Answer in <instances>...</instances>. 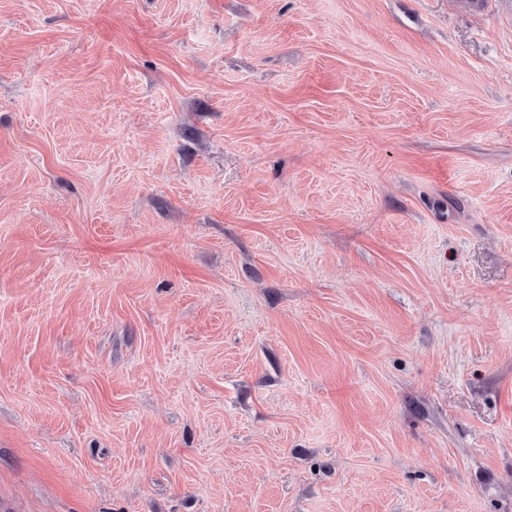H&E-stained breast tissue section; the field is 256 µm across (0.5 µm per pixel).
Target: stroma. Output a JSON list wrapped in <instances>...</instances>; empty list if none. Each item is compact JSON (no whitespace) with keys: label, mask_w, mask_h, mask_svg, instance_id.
Listing matches in <instances>:
<instances>
[{"label":"stroma","mask_w":512,"mask_h":512,"mask_svg":"<svg viewBox=\"0 0 512 512\" xmlns=\"http://www.w3.org/2000/svg\"><path fill=\"white\" fill-rule=\"evenodd\" d=\"M0 512H512V0H0Z\"/></svg>","instance_id":"35a3bbf8"}]
</instances>
